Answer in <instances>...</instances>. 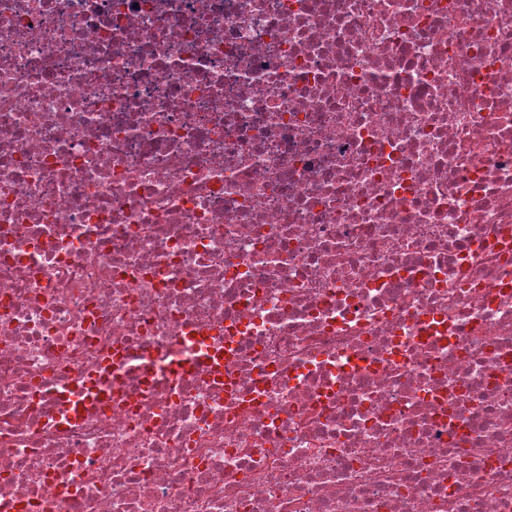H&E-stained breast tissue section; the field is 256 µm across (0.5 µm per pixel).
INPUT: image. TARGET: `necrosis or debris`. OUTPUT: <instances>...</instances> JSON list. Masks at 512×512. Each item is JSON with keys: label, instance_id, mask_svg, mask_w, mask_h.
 Listing matches in <instances>:
<instances>
[{"label": "necrosis or debris", "instance_id": "4bbe7bcc", "mask_svg": "<svg viewBox=\"0 0 512 512\" xmlns=\"http://www.w3.org/2000/svg\"><path fill=\"white\" fill-rule=\"evenodd\" d=\"M0 512H512V0H0Z\"/></svg>", "mask_w": 512, "mask_h": 512}]
</instances>
